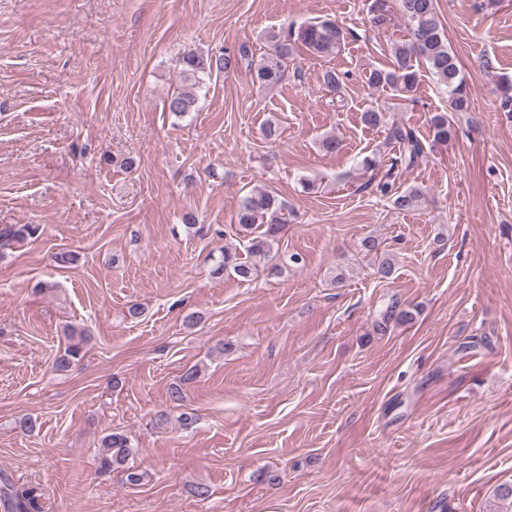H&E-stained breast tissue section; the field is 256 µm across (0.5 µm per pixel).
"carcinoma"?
I'll return each mask as SVG.
<instances>
[{"mask_svg":"<svg viewBox=\"0 0 512 512\" xmlns=\"http://www.w3.org/2000/svg\"><path fill=\"white\" fill-rule=\"evenodd\" d=\"M397 9L409 26L408 39L395 43L391 48L392 61L388 68L373 69L367 78L372 88H390L394 92L410 93L418 83L416 63H426L430 73L448 92L449 108L452 112L469 109V98L463 79L460 77L459 60L448 48L436 0H397ZM369 22L381 30L392 23V13L386 0H371L368 8ZM351 31L338 21L325 18L319 21L290 27L283 32H270L272 52L255 62L246 45L236 50L221 49L215 54L187 53L179 59L180 73L184 88L171 95L165 109L175 117L182 118L198 111L199 91L206 86L212 75L228 74L245 65L249 68L253 82L263 88L275 87L288 80V61L299 49L312 57H327L338 53ZM323 83L332 91L341 92L347 74L327 69L322 75ZM363 122L386 131L384 145L395 150L384 174L375 187V192L392 202L395 210L413 209L423 192L410 186L401 188L403 171L414 164L423 153V143L417 131L397 122L390 111L380 106H371L363 112ZM433 138L446 142L452 135V125L445 115L437 114L431 120ZM286 205L278 195L267 189H252L241 197L236 213V224L246 234L248 261L235 262L229 253L215 268L221 274L227 268L243 281L253 278L260 262L267 263L269 274L278 275L288 264H297V254L275 256L274 246L287 224ZM39 227L23 224L19 227L0 228V250H7L37 234ZM363 249L379 256L376 274L389 278L394 269V259L380 250V243L367 237L362 241ZM85 331L74 327L68 331L69 345L59 353L53 362L54 370L65 372L79 360ZM103 452L100 469L109 471L124 465L132 453L128 438L120 433H110L102 440ZM39 497L34 487L16 489L6 477L0 478V499L11 503V512H38Z\"/></svg>","mask_w":512,"mask_h":512,"instance_id":"1","label":"carcinoma"}]
</instances>
